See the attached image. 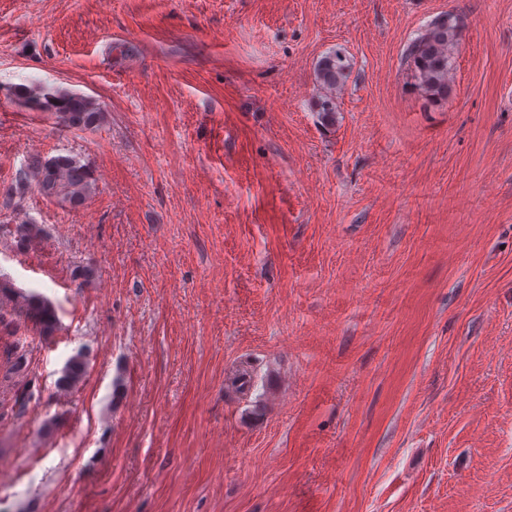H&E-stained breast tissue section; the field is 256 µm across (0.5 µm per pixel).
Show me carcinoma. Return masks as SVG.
Here are the masks:
<instances>
[{
	"mask_svg": "<svg viewBox=\"0 0 512 512\" xmlns=\"http://www.w3.org/2000/svg\"><path fill=\"white\" fill-rule=\"evenodd\" d=\"M463 29L460 17L452 12L432 19L404 49L402 60L411 71L415 85L432 100L443 99L451 90V77L456 68V50ZM349 66L345 57L336 51L322 56L317 62L316 76L324 88L343 87ZM14 95L32 111L53 112L69 128L91 129L102 118L101 109L89 98L62 90L19 85ZM26 173L33 175L41 194L60 202L77 206L85 201L94 187L92 168L70 156L58 155L29 158ZM30 324L47 338L57 329L58 316L52 302L39 293L21 296L13 313L0 312V328L10 334ZM27 351L15 345L7 351L6 374H18L27 368ZM87 371L84 351L70 356L57 379L59 391L69 392L83 380ZM35 398L33 387L26 385L15 393L11 411L19 414Z\"/></svg>",
	"mask_w": 512,
	"mask_h": 512,
	"instance_id": "1",
	"label": "carcinoma"
}]
</instances>
